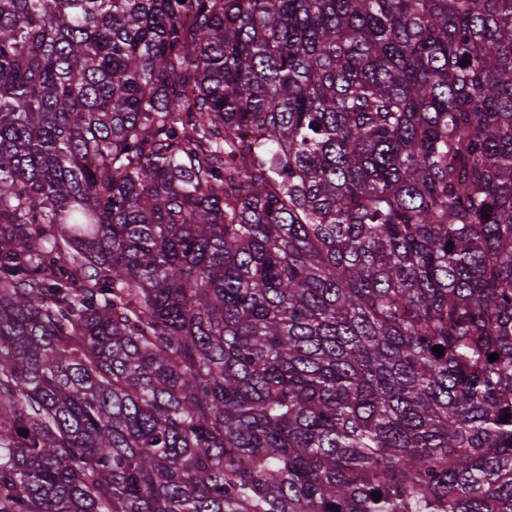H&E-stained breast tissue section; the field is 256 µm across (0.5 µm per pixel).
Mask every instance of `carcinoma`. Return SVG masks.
I'll return each instance as SVG.
<instances>
[{
	"label": "carcinoma",
	"mask_w": 512,
	"mask_h": 512,
	"mask_svg": "<svg viewBox=\"0 0 512 512\" xmlns=\"http://www.w3.org/2000/svg\"><path fill=\"white\" fill-rule=\"evenodd\" d=\"M0 512H512V0H0Z\"/></svg>",
	"instance_id": "1"
}]
</instances>
